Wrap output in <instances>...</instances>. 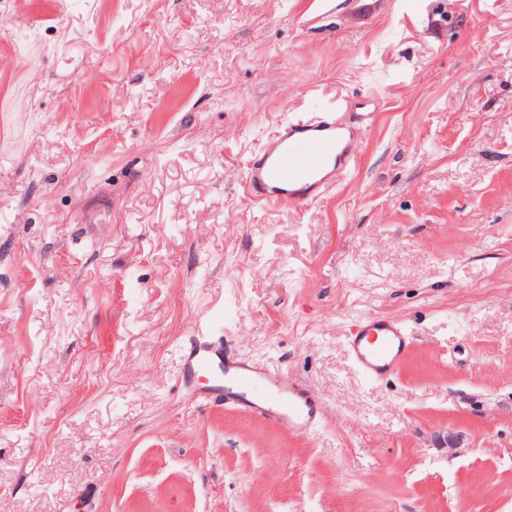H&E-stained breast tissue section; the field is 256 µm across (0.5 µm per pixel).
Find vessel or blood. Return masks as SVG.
Wrapping results in <instances>:
<instances>
[{
  "label": "vessel or blood",
  "instance_id": "obj_1",
  "mask_svg": "<svg viewBox=\"0 0 512 512\" xmlns=\"http://www.w3.org/2000/svg\"><path fill=\"white\" fill-rule=\"evenodd\" d=\"M371 115L356 114L354 123L328 115L305 123H284L247 165L253 197L306 207L355 164V128ZM412 345L406 329L392 318L363 317L348 344L359 372L371 380L397 373ZM184 382L212 378V392L258 413L266 421L294 433H305L318 414L315 394L306 385L261 368L226 360L222 349L206 337L192 339L182 350Z\"/></svg>",
  "mask_w": 512,
  "mask_h": 512
}]
</instances>
